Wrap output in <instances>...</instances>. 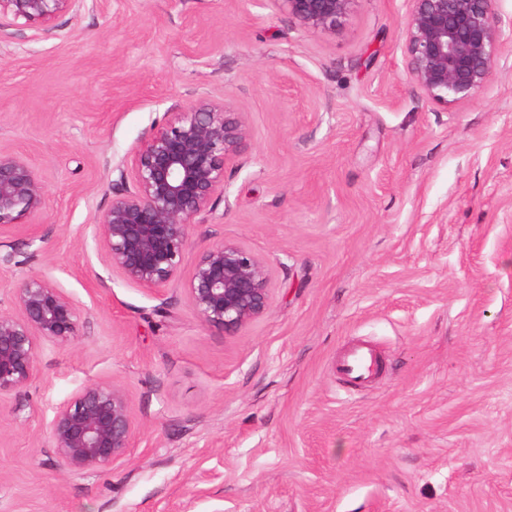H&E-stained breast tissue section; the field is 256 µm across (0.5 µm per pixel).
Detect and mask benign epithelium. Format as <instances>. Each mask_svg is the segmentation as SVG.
<instances>
[{
    "label": "benign epithelium",
    "mask_w": 512,
    "mask_h": 512,
    "mask_svg": "<svg viewBox=\"0 0 512 512\" xmlns=\"http://www.w3.org/2000/svg\"><path fill=\"white\" fill-rule=\"evenodd\" d=\"M71 0H0V15L52 30ZM309 32L336 29L354 0H279ZM406 75L431 101L470 99L485 86L500 47L494 0H409ZM248 128L242 113L206 96L173 105L160 126L116 169L112 203L95 225L109 268L126 281L161 290L181 271L193 220L226 198L224 171L239 162ZM44 182L20 156L0 152V232L39 213ZM205 323L230 336L266 314L269 270L247 247L220 240L195 260L186 282ZM15 313L0 311V405L34 376L39 342L68 345L79 336L73 301L41 275L22 279ZM55 453L73 473L123 458L137 433L124 391L112 384L84 388L48 425Z\"/></svg>",
    "instance_id": "benign-epithelium-1"
}]
</instances>
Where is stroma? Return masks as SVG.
<instances>
[{
	"label": "stroma",
	"instance_id": "obj_1",
	"mask_svg": "<svg viewBox=\"0 0 512 512\" xmlns=\"http://www.w3.org/2000/svg\"><path fill=\"white\" fill-rule=\"evenodd\" d=\"M496 10L497 65L446 105L405 75L408 0H354L328 33L276 0H73L49 39L0 16V151L46 187L0 235V310L40 274L80 314L0 405V512H512V0ZM202 95L249 139L185 261L235 241L273 286L232 336L93 239L113 169ZM353 340L384 359L365 387L334 369ZM96 383L138 431L76 474L48 424Z\"/></svg>",
	"mask_w": 512,
	"mask_h": 512
}]
</instances>
